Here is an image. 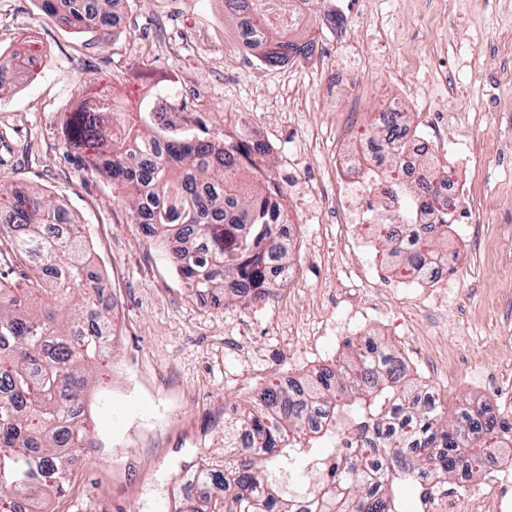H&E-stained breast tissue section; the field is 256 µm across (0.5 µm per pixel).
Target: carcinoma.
<instances>
[{"instance_id": "carcinoma-1", "label": "carcinoma", "mask_w": 512, "mask_h": 512, "mask_svg": "<svg viewBox=\"0 0 512 512\" xmlns=\"http://www.w3.org/2000/svg\"><path fill=\"white\" fill-rule=\"evenodd\" d=\"M111 2L41 0V6L87 32L112 22ZM270 2L228 0V8L253 13L246 39L268 47V64L308 55L313 42L296 38L295 24L275 17ZM15 67L14 56L0 55L1 95L10 90ZM180 111V132L142 135L108 93L69 113L65 131L84 151L106 145L92 171L127 190L133 221L145 235L172 237L169 262L198 294L224 305L264 299L278 286L270 258L285 273L293 269L271 204L283 198V187L260 167L263 144L228 132L220 141L187 106ZM218 141L223 148L215 147ZM432 242L419 243L402 270L418 272L423 261L437 259ZM2 246L10 267L0 272V512H48L89 438L80 402L107 352L112 306L99 309L100 274L82 227L43 192L0 184ZM10 275L25 287H7ZM320 380L301 401L272 383L258 402L228 417L224 452L196 474L210 492L174 502L171 512H295L283 482L302 458L319 474L316 491L336 490L318 512H393V473L421 485L457 475L466 462L468 474H478L481 459L498 444L492 420L473 422V438L462 432L466 410L448 423L404 379L387 345L377 360L359 348L323 366ZM342 424L355 431L353 451L363 461V476L354 481L346 480L339 460L316 469L332 456Z\"/></svg>"}]
</instances>
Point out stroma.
I'll use <instances>...</instances> for the list:
<instances>
[{"instance_id": "1", "label": "stroma", "mask_w": 512, "mask_h": 512, "mask_svg": "<svg viewBox=\"0 0 512 512\" xmlns=\"http://www.w3.org/2000/svg\"><path fill=\"white\" fill-rule=\"evenodd\" d=\"M113 26L74 32L46 16L40 0H0V51L22 54L37 43L41 73L15 71L0 99V180L44 188L82 224L102 286L117 305L116 336L90 402L97 455L79 459L52 512H169L158 488L185 462L224 446V418L249 406L282 371L310 370L346 355L347 341L368 340L449 360L482 351L495 375L512 360L497 346L512 289L503 254L512 253V0H350L331 24L322 0H310L299 35L316 54L270 66L243 49L241 21L224 0H112ZM369 68L361 94L325 87L324 67ZM110 76L127 109L149 112L154 95L201 117L210 132H244L266 149L264 167L285 190L294 236L295 278L264 301L220 307L187 288L168 261L166 243L131 221L125 190L84 169L63 120L77 107L76 84ZM404 95L410 130L441 128L439 165L470 180L478 230L455 219L443 251L478 235L467 272L450 277L430 308L391 296V324L354 322L339 299L346 287L372 294L371 266L349 277L318 252L336 235L331 153L379 136L374 114ZM479 148L460 155L469 139Z\"/></svg>"}]
</instances>
